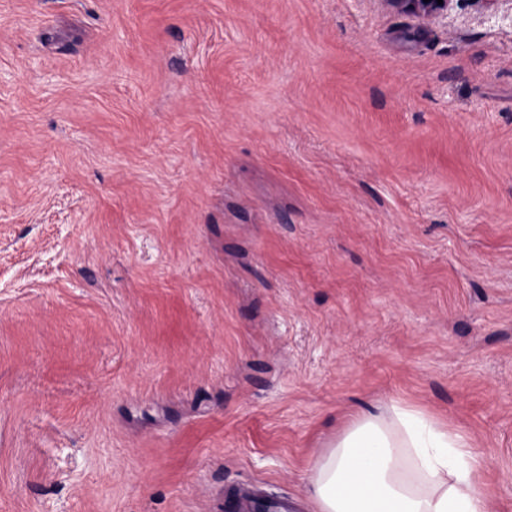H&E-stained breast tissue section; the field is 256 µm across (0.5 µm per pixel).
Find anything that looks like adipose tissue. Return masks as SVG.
Masks as SVG:
<instances>
[{"mask_svg": "<svg viewBox=\"0 0 512 512\" xmlns=\"http://www.w3.org/2000/svg\"><path fill=\"white\" fill-rule=\"evenodd\" d=\"M308 498L317 512H485L468 442L395 403L353 415L314 459Z\"/></svg>", "mask_w": 512, "mask_h": 512, "instance_id": "adipose-tissue-1", "label": "adipose tissue"}]
</instances>
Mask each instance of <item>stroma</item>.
Listing matches in <instances>:
<instances>
[{
	"label": "stroma",
	"mask_w": 512,
	"mask_h": 512,
	"mask_svg": "<svg viewBox=\"0 0 512 512\" xmlns=\"http://www.w3.org/2000/svg\"><path fill=\"white\" fill-rule=\"evenodd\" d=\"M394 401L512 512V0H0V512L301 501ZM386 2L397 11L418 19H428L444 12L447 13L452 0H443V4H438L437 0H429V2H424V0H386Z\"/></svg>",
	"instance_id": "35a3bbf8"
}]
</instances>
